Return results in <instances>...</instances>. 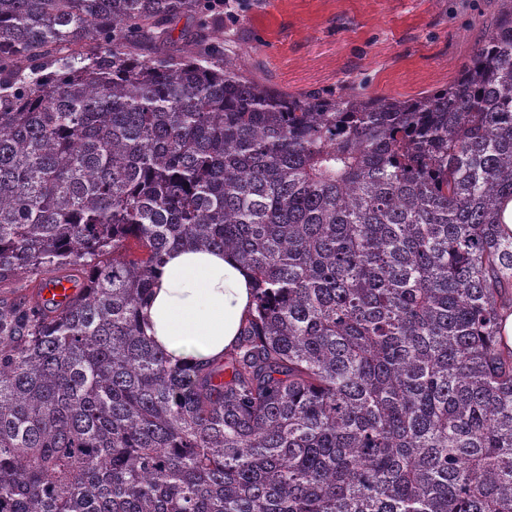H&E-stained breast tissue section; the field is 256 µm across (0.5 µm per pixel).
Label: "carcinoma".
I'll return each instance as SVG.
<instances>
[{"label": "carcinoma", "mask_w": 512, "mask_h": 512, "mask_svg": "<svg viewBox=\"0 0 512 512\" xmlns=\"http://www.w3.org/2000/svg\"><path fill=\"white\" fill-rule=\"evenodd\" d=\"M503 2L401 101L255 81L213 0H0V512H512ZM185 245L255 280L193 366L138 322Z\"/></svg>", "instance_id": "cac0c4a2"}]
</instances>
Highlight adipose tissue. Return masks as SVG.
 Returning a JSON list of instances; mask_svg holds the SVG:
<instances>
[{
    "mask_svg": "<svg viewBox=\"0 0 512 512\" xmlns=\"http://www.w3.org/2000/svg\"><path fill=\"white\" fill-rule=\"evenodd\" d=\"M253 278L230 252L187 246L171 251L142 312L146 336L175 362L220 357L235 345L252 305Z\"/></svg>",
    "mask_w": 512,
    "mask_h": 512,
    "instance_id": "1",
    "label": "adipose tissue"
}]
</instances>
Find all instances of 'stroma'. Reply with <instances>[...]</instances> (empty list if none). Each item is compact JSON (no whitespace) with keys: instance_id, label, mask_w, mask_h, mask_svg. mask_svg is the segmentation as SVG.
<instances>
[{"instance_id":"obj_1","label":"stroma","mask_w":512,"mask_h":512,"mask_svg":"<svg viewBox=\"0 0 512 512\" xmlns=\"http://www.w3.org/2000/svg\"><path fill=\"white\" fill-rule=\"evenodd\" d=\"M500 0H224V53L288 94L416 99L448 85Z\"/></svg>"}]
</instances>
